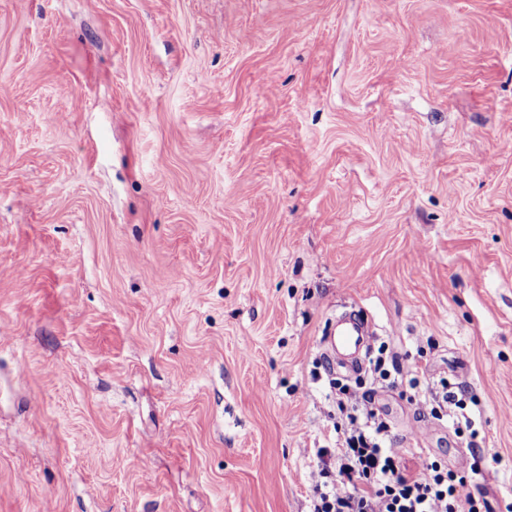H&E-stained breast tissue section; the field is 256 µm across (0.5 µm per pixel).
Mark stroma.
<instances>
[{
  "label": "stroma",
  "instance_id": "35a3bbf8",
  "mask_svg": "<svg viewBox=\"0 0 512 512\" xmlns=\"http://www.w3.org/2000/svg\"><path fill=\"white\" fill-rule=\"evenodd\" d=\"M508 140L512 0H0V512H310L350 306L512 512ZM447 383L444 382V393L441 396L432 397L431 399H425L419 403V410L425 414V412L431 416H440L441 411L450 410L452 406L461 408L463 406L462 400L457 399L454 392L447 391Z\"/></svg>",
  "mask_w": 512,
  "mask_h": 512
}]
</instances>
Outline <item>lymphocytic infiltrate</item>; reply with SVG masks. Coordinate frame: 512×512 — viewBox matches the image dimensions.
<instances>
[{"label": "lymphocytic infiltrate", "mask_w": 512, "mask_h": 512, "mask_svg": "<svg viewBox=\"0 0 512 512\" xmlns=\"http://www.w3.org/2000/svg\"><path fill=\"white\" fill-rule=\"evenodd\" d=\"M368 401V392L338 385L336 469H321L313 512H482V502L458 492L477 463L465 472L425 461L408 470L386 422L367 410Z\"/></svg>", "instance_id": "obj_1"}]
</instances>
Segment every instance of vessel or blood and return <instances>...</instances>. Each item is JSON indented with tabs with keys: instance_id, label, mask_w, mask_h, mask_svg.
I'll use <instances>...</instances> for the list:
<instances>
[{
	"instance_id": "obj_1",
	"label": "vessel or blood",
	"mask_w": 512,
	"mask_h": 512,
	"mask_svg": "<svg viewBox=\"0 0 512 512\" xmlns=\"http://www.w3.org/2000/svg\"><path fill=\"white\" fill-rule=\"evenodd\" d=\"M370 335V327L360 315L353 312L342 315L324 340L326 360L336 371L359 374L368 353Z\"/></svg>"
}]
</instances>
